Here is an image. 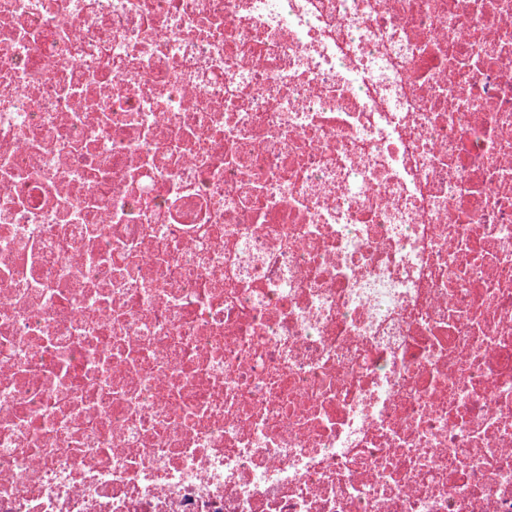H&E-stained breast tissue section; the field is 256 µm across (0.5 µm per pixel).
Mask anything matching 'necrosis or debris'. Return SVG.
I'll return each mask as SVG.
<instances>
[{
  "instance_id": "1",
  "label": "necrosis or debris",
  "mask_w": 512,
  "mask_h": 512,
  "mask_svg": "<svg viewBox=\"0 0 512 512\" xmlns=\"http://www.w3.org/2000/svg\"><path fill=\"white\" fill-rule=\"evenodd\" d=\"M0 512H512V0H0Z\"/></svg>"
}]
</instances>
